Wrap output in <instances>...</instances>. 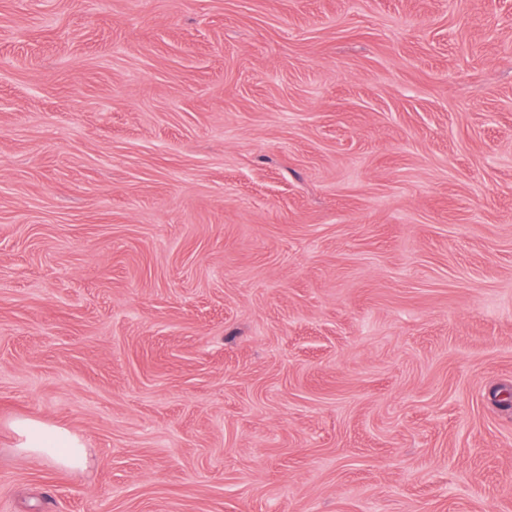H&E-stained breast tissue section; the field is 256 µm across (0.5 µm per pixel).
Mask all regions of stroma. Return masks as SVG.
Masks as SVG:
<instances>
[{"label": "stroma", "instance_id": "obj_1", "mask_svg": "<svg viewBox=\"0 0 512 512\" xmlns=\"http://www.w3.org/2000/svg\"><path fill=\"white\" fill-rule=\"evenodd\" d=\"M0 512H512V0H0ZM16 451L22 457H39L70 472L84 471L88 448L81 435L70 429L35 418H18L11 423Z\"/></svg>", "mask_w": 512, "mask_h": 512}]
</instances>
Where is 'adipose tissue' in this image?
I'll use <instances>...</instances> for the list:
<instances>
[{
    "mask_svg": "<svg viewBox=\"0 0 512 512\" xmlns=\"http://www.w3.org/2000/svg\"><path fill=\"white\" fill-rule=\"evenodd\" d=\"M11 428L16 451L23 457H39L70 472L84 471L89 462L88 448L81 435L70 429L35 418L15 419Z\"/></svg>",
    "mask_w": 512,
    "mask_h": 512,
    "instance_id": "1",
    "label": "adipose tissue"
}]
</instances>
